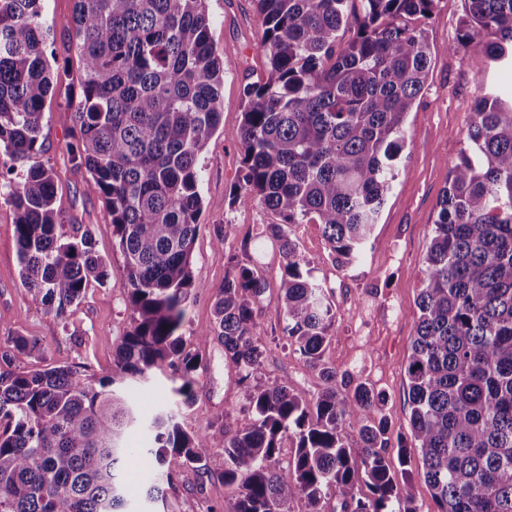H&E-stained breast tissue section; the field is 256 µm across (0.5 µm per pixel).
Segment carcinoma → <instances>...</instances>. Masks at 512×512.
Wrapping results in <instances>:
<instances>
[{
	"label": "carcinoma",
	"mask_w": 512,
	"mask_h": 512,
	"mask_svg": "<svg viewBox=\"0 0 512 512\" xmlns=\"http://www.w3.org/2000/svg\"><path fill=\"white\" fill-rule=\"evenodd\" d=\"M43 0H0V166L14 209L21 282L31 304L57 317L88 287L109 279L80 224L63 231L56 175L30 165L46 99L68 62L50 61ZM207 0H75L81 94L72 160L112 216L124 256L130 330L98 377L78 366L34 369L44 342L17 336L0 355V512H127L120 467L126 431L140 423L120 381L171 372L173 386L148 427L142 455L158 478L146 498L165 497L173 472L191 467L238 489L233 512H321L330 494L341 512L411 507L385 451L379 396L336 385L324 359L333 309L306 270L288 225H322L331 254L357 260L377 224L405 146V120L422 95L430 52L424 21L437 0H253L264 27L266 79L243 90V175L233 191L278 217L266 225L284 259V332L324 376L313 402L288 379L255 382L265 348L256 334L264 291L256 267L226 257L214 323L181 333L197 285L190 266L203 210L199 157L218 130L224 64L210 38ZM456 42L488 68L512 65V0H465ZM355 25L340 45L338 32ZM421 270L411 346L410 428L421 474L438 512H512V92L476 100L466 147L439 199ZM236 368L251 419L208 426L224 450L201 444L167 407L189 406L202 352L212 341ZM360 412L355 436L348 416ZM296 449L277 466L289 431ZM363 468L369 495L355 494Z\"/></svg>",
	"instance_id": "carcinoma-1"
}]
</instances>
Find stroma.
Listing matches in <instances>:
<instances>
[{
    "mask_svg": "<svg viewBox=\"0 0 512 512\" xmlns=\"http://www.w3.org/2000/svg\"><path fill=\"white\" fill-rule=\"evenodd\" d=\"M73 0H44L43 13L55 40L58 60L72 58ZM210 36L224 61V114L219 130L201 157L199 191L203 199L201 230L196 238L191 271L200 290L187 306L185 332H198L213 321L215 292L223 285L225 258L239 255L253 264L266 289L257 305V333L266 347L257 379L287 378L295 393L316 400L324 388L321 373L306 363L283 334L280 281L285 260L265 237L277 218L264 206L242 205L232 191L242 176L238 131L242 122L243 89L265 74L262 27L252 0H208ZM464 15V0H439L426 22L431 50L427 87L406 120L407 145L393 187L360 259L340 264L330 255L318 224H292L288 235L312 276L326 288L335 314L325 359L338 384L365 385L380 396L376 417L387 422V458L395 474H414L416 512H437L432 491L417 473L421 462L410 432L407 377L410 346L419 318L420 270L436 218L437 203L448 185V173L465 145V132L477 98L484 90L512 86V68L489 69L484 84L474 73L478 59L451 51ZM76 76L65 78L46 101L41 148L33 160L52 168L58 177L55 207L63 224L88 228L95 249L109 264L110 283L90 285L81 303L60 319L30 304L19 276L14 235V210L0 196V354L10 351L18 336L42 339L44 364H80L88 374L112 364L117 344L130 328L126 309L124 259L112 234V217L104 201L88 192V175L69 161L74 127L66 105L76 100ZM226 225L223 245H216L213 227ZM195 377V398L180 421L203 433L210 448L224 447V436L209 425L218 413L230 412L237 427L250 419L236 384L237 371L224 349L211 343ZM235 487L184 468L173 489L151 503L152 512H232Z\"/></svg>",
    "mask_w": 512,
    "mask_h": 512,
    "instance_id": "1",
    "label": "stroma"
}]
</instances>
